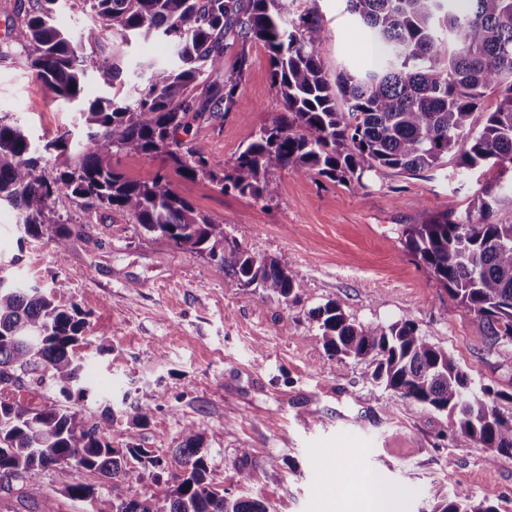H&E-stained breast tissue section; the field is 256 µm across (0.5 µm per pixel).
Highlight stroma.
<instances>
[{
    "instance_id": "1",
    "label": "stroma",
    "mask_w": 512,
    "mask_h": 512,
    "mask_svg": "<svg viewBox=\"0 0 512 512\" xmlns=\"http://www.w3.org/2000/svg\"><path fill=\"white\" fill-rule=\"evenodd\" d=\"M317 9L331 30L319 49L325 70L373 64L368 30L345 0H295L291 14ZM125 93L135 99L143 60L166 62L168 43L135 40L124 49ZM248 59L240 103L192 122L187 139L210 159L231 162L250 136L282 112L261 42L224 40V64ZM0 119L33 139L67 127L81 131L79 111L37 79L19 48L0 55ZM495 176L460 172L449 160L436 172H364L362 188L290 170L273 174L276 198L220 192L203 180L173 177V187L224 225L228 237L273 258L302 282L298 298L256 297L208 256L171 246L124 213L83 209L69 196L51 205L70 233L57 251L23 235L17 211L0 204V275L42 287L56 304L87 314L80 352L94 387L77 401L88 424L107 423L124 444L135 431L142 447L172 455L187 423L208 450L209 479L231 498L262 501L268 512H360L366 477L377 476L393 512H429L437 491L493 494L512 512V457L488 465V451L461 445L443 413L422 409L372 386V364L341 362L322 346L314 312L339 302L350 319L388 324L410 320L448 350L473 387L503 392L512 410V344L493 345L483 323L458 307L404 249L406 225L434 216L463 217ZM63 290H56V282ZM150 406L131 428L132 405ZM247 456L252 480L238 481ZM58 512H91L62 493L53 471L21 496L0 498V512H34L43 497Z\"/></svg>"
}]
</instances>
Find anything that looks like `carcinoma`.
I'll use <instances>...</instances> for the list:
<instances>
[{
	"label": "carcinoma",
	"instance_id": "1",
	"mask_svg": "<svg viewBox=\"0 0 512 512\" xmlns=\"http://www.w3.org/2000/svg\"><path fill=\"white\" fill-rule=\"evenodd\" d=\"M296 0H82L112 35V45L163 36L173 59L147 66L145 87L132 103L97 98L81 113L84 142L69 129L43 146L62 156L76 153L49 175L38 148L0 119V202L18 208L20 229L64 250L70 234L51 216L52 201L72 196L87 209L127 214L157 238L220 258L242 288L284 298L298 295L301 281L277 260L258 256L224 234V225L197 211L164 173L132 180L112 165L118 152L168 158L174 172L205 180L256 200L272 199L278 185L270 174L289 169L349 183L366 171L416 173L445 165L460 145L465 170L512 172V0H346V10L370 31L382 51L378 63L342 70L330 78L318 49L330 37L321 17L307 11L289 16ZM34 0L11 38L27 52L36 77L56 97L81 104L86 63L104 88L122 84L116 55L88 59L99 45L91 32L80 45L55 25L50 5ZM262 42L270 52L272 82L284 112L251 136L229 166L215 162L180 138L191 121L210 111H229L239 101L246 59L224 74V36ZM213 80H208L211 75ZM500 100L481 127L472 116L485 94ZM474 218L434 217L409 224L404 248L424 263L448 296L480 318L493 345L512 342V182L481 189L471 205ZM322 345L341 361L375 364L371 384L427 409L446 412L457 438L488 449L487 462L512 456V412L499 408V394L470 385L447 351L410 320L387 326L356 323L330 301L315 315ZM87 314L56 304L51 295L0 276V377L49 378L64 398H85L82 379ZM106 427L87 426L82 412L56 404L25 407L0 399V476L22 475L35 484L53 469L63 492L80 501L100 497L102 487L80 480L97 474L112 482L139 483L146 472L166 470L159 450L136 443L135 432L116 448ZM181 471L164 496L115 497L111 512H267L256 499H229L208 480V459L199 427L189 424L176 449ZM432 512H499L487 494L477 500L464 488L437 494Z\"/></svg>",
	"mask_w": 512,
	"mask_h": 512
}]
</instances>
